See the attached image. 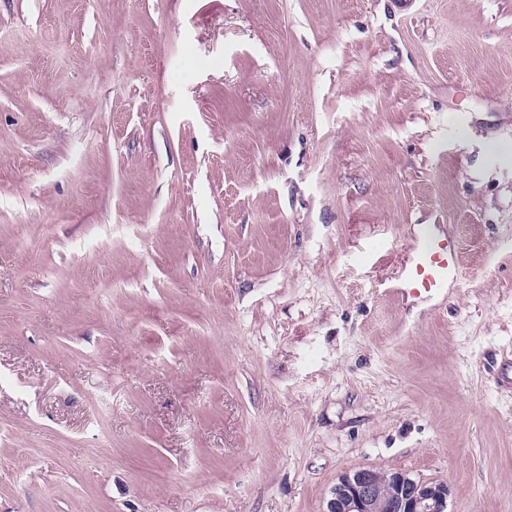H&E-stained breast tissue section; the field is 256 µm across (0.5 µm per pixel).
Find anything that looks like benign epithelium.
I'll return each mask as SVG.
<instances>
[{"mask_svg":"<svg viewBox=\"0 0 512 512\" xmlns=\"http://www.w3.org/2000/svg\"><path fill=\"white\" fill-rule=\"evenodd\" d=\"M448 495L444 482L362 468L339 478L326 512H446Z\"/></svg>","mask_w":512,"mask_h":512,"instance_id":"7a95c632","label":"benign epithelium"}]
</instances>
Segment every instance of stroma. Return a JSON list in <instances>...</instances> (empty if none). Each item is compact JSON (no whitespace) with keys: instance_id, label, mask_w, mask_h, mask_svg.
Wrapping results in <instances>:
<instances>
[{"instance_id":"obj_1","label":"stroma","mask_w":512,"mask_h":512,"mask_svg":"<svg viewBox=\"0 0 512 512\" xmlns=\"http://www.w3.org/2000/svg\"><path fill=\"white\" fill-rule=\"evenodd\" d=\"M511 374L512 0H0V512H512ZM415 255L399 284L391 291L419 296H433L448 287L460 264L455 237L444 225L421 224V234L414 231ZM448 495L444 482L362 468L339 478L325 512H446Z\"/></svg>"}]
</instances>
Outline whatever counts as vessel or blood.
<instances>
[{
	"mask_svg": "<svg viewBox=\"0 0 512 512\" xmlns=\"http://www.w3.org/2000/svg\"><path fill=\"white\" fill-rule=\"evenodd\" d=\"M414 243L415 254L402 281L396 284V291L419 296L443 292L460 264L455 237L442 225L425 224Z\"/></svg>",
	"mask_w": 512,
	"mask_h": 512,
	"instance_id": "obj_1",
	"label": "vessel or blood"
}]
</instances>
